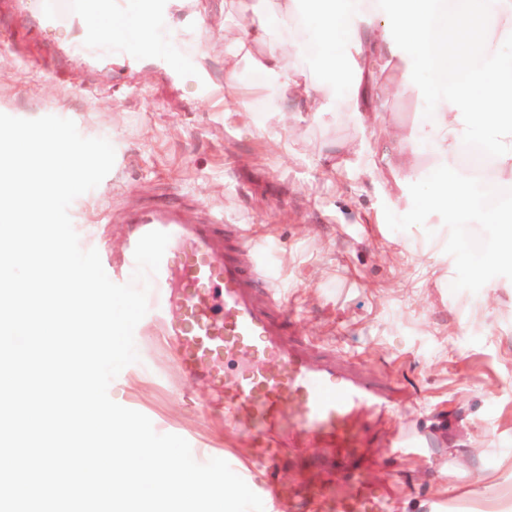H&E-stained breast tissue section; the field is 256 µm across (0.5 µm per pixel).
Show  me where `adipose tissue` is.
Returning a JSON list of instances; mask_svg holds the SVG:
<instances>
[{"label": "adipose tissue", "mask_w": 512, "mask_h": 512, "mask_svg": "<svg viewBox=\"0 0 512 512\" xmlns=\"http://www.w3.org/2000/svg\"><path fill=\"white\" fill-rule=\"evenodd\" d=\"M262 17L240 32L236 56L268 76L276 105L268 118L284 121L291 112L325 116L336 110V89L345 86V110L362 125L371 124L390 92L426 95L429 123L399 128L392 148H377L369 164L388 174L404 202L420 177L415 148L430 147L438 186L425 205L460 220H494L476 211L470 179L452 160L461 145L473 142L491 157L490 193L512 186V0H462L449 12L447 0H263ZM475 29V63L460 78L435 76L421 88L418 67L435 70L441 56L459 48ZM307 52L322 63L319 78L288 66L292 53ZM236 56L224 60V93H245Z\"/></svg>", "instance_id": "obj_1"}]
</instances>
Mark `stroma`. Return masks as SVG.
Returning <instances> with one entry per match:
<instances>
[{
  "instance_id": "35a3bbf8",
  "label": "stroma",
  "mask_w": 512,
  "mask_h": 512,
  "mask_svg": "<svg viewBox=\"0 0 512 512\" xmlns=\"http://www.w3.org/2000/svg\"><path fill=\"white\" fill-rule=\"evenodd\" d=\"M202 12L205 25L187 23ZM31 0H0V113L23 119L56 115L87 138L115 148L111 172L76 198L69 213L82 249H120V230L98 223L102 209L135 206L158 194L189 195L223 211L233 224L257 229L268 242L265 264L299 319L294 334L316 346L356 353L355 367L392 391L396 415L369 431L387 471L399 512H506L512 505V288H492L475 275L467 240L495 236L486 224L463 223L424 208L433 176L409 188L395 207L386 177L365 159L382 131L426 119V99L397 95L375 126L363 129L345 112L318 119L292 112L270 122L266 76L240 60L252 92L251 120L224 101V58L253 13L249 0H175L149 63L118 65L76 55L69 34L34 29ZM203 46L208 74L192 47ZM84 77L88 98L48 77L51 69ZM347 151L329 173L324 145ZM139 360L109 387L118 404L139 411L160 434L186 439L196 461L232 463L253 491L266 481L254 469L248 439L205 414L213 393L188 380L176 348L136 327ZM407 428L420 448L389 458L390 435Z\"/></svg>"
}]
</instances>
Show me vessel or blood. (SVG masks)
<instances>
[{
	"mask_svg": "<svg viewBox=\"0 0 512 512\" xmlns=\"http://www.w3.org/2000/svg\"><path fill=\"white\" fill-rule=\"evenodd\" d=\"M169 0H137L138 14L151 28L105 43L86 41L87 27L121 23L128 0H37L34 15L43 27L64 28L71 45L87 56L126 59L158 49L153 29L163 26ZM105 223L119 225L122 248L112 254V280L128 281L135 268L134 249L148 232L170 236V246L186 250L183 259L164 254L148 297L152 323L160 336L178 340L179 370L205 376L216 387L206 412L226 426L247 433L268 478L267 508L277 499L275 472L290 457L312 446L329 449L326 458L340 486L333 492L311 490L317 512H396L386 484L367 485L358 474L380 464L370 449L359 447L357 418L381 423L393 407L389 395L351 369L337 365L335 352L313 355L290 344L294 317L258 257L262 237L230 224L218 210L195 201L160 199L131 210L108 209ZM183 290L179 318L168 315L172 286ZM248 356L250 369L229 376L217 368L221 357Z\"/></svg>",
	"mask_w": 512,
	"mask_h": 512,
	"instance_id": "obj_1",
	"label": "vessel or blood"
}]
</instances>
